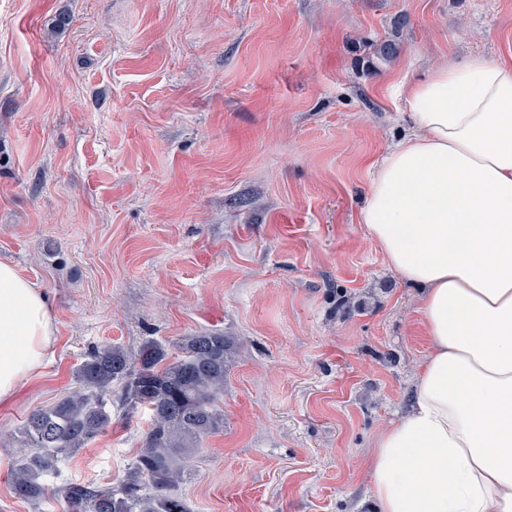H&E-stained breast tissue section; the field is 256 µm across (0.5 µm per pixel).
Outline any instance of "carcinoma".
Returning a JSON list of instances; mask_svg holds the SVG:
<instances>
[{"label": "carcinoma", "mask_w": 512, "mask_h": 512, "mask_svg": "<svg viewBox=\"0 0 512 512\" xmlns=\"http://www.w3.org/2000/svg\"><path fill=\"white\" fill-rule=\"evenodd\" d=\"M178 349L172 359L166 345L152 340L135 355L112 344L86 354L73 372L74 389L28 415L11 479L14 493L40 499L45 478L62 458L112 426V385L119 384L122 405L150 415L142 449L115 486H63L65 512H188L175 487L189 471L191 451L224 427L216 402L237 349L233 338L210 331L183 337Z\"/></svg>", "instance_id": "cac0c4a2"}]
</instances>
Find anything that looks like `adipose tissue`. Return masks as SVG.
Wrapping results in <instances>:
<instances>
[{"mask_svg":"<svg viewBox=\"0 0 512 512\" xmlns=\"http://www.w3.org/2000/svg\"><path fill=\"white\" fill-rule=\"evenodd\" d=\"M410 134L371 166L359 222L421 288L428 341L409 411L368 460L378 512H512V61L435 67ZM56 342L42 288L0 263V404Z\"/></svg>","mask_w":512,"mask_h":512,"instance_id":"1","label":"adipose tissue"}]
</instances>
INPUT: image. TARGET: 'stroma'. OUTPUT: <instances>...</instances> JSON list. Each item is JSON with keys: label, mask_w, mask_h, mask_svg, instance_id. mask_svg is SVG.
I'll return each mask as SVG.
<instances>
[{"label": "stroma", "mask_w": 512, "mask_h": 512, "mask_svg": "<svg viewBox=\"0 0 512 512\" xmlns=\"http://www.w3.org/2000/svg\"><path fill=\"white\" fill-rule=\"evenodd\" d=\"M474 53L512 57V0H0V263L56 335L0 406V512H62L140 451L149 415L113 386L111 427L14 495L23 422L85 352L204 330L239 356L189 512H374L365 461L428 343L358 220L367 163L410 129L402 86ZM340 289L365 302L347 319Z\"/></svg>", "instance_id": "stroma-1"}]
</instances>
